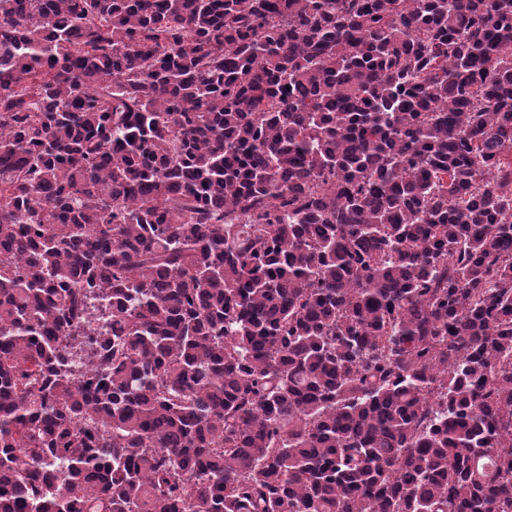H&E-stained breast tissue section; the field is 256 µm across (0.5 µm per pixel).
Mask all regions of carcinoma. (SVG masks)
<instances>
[{"label":"carcinoma","mask_w":512,"mask_h":512,"mask_svg":"<svg viewBox=\"0 0 512 512\" xmlns=\"http://www.w3.org/2000/svg\"><path fill=\"white\" fill-rule=\"evenodd\" d=\"M512 507V0H0V512Z\"/></svg>","instance_id":"cac0c4a2"}]
</instances>
